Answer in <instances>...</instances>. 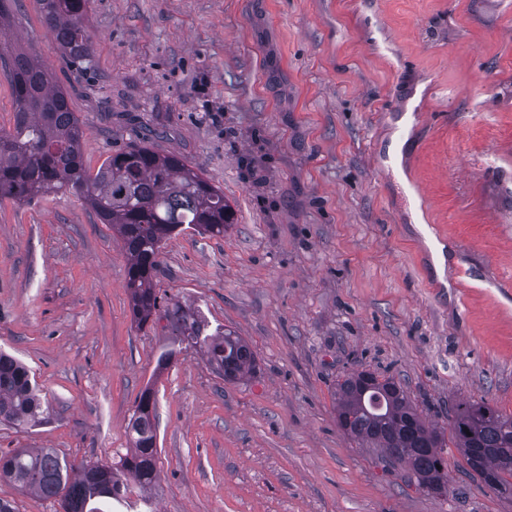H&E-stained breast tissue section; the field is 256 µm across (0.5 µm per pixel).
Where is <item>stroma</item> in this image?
Masks as SVG:
<instances>
[{
    "label": "stroma",
    "mask_w": 512,
    "mask_h": 512,
    "mask_svg": "<svg viewBox=\"0 0 512 512\" xmlns=\"http://www.w3.org/2000/svg\"><path fill=\"white\" fill-rule=\"evenodd\" d=\"M11 15L72 87L89 170L134 113L223 188L236 224L166 240L155 288L259 369L225 382L165 311L138 327L122 242L77 194L0 202V350L51 409L0 425V450L117 463L149 386L158 482L102 512H512L453 448L450 494H428L344 434L333 396L366 368L432 425L463 401L512 414V0H93L86 76L37 0Z\"/></svg>",
    "instance_id": "35a3bbf8"
}]
</instances>
